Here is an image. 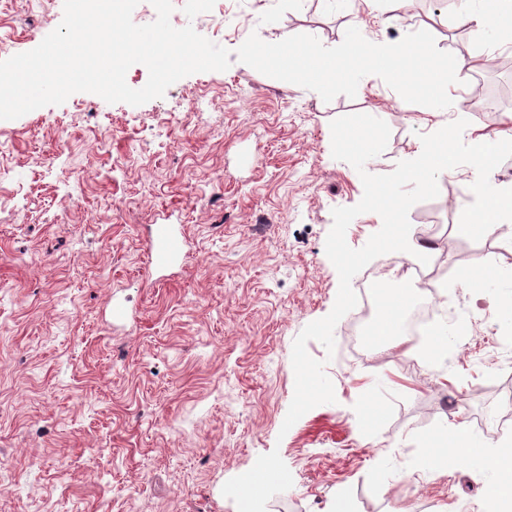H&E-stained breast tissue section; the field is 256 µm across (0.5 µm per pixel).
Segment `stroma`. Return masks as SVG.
<instances>
[{"mask_svg": "<svg viewBox=\"0 0 512 512\" xmlns=\"http://www.w3.org/2000/svg\"><path fill=\"white\" fill-rule=\"evenodd\" d=\"M170 20L236 50L250 34H309L339 45L348 27L374 43L430 32L459 62L464 99L477 83L512 90V71H471L484 44L439 23L431 0H173ZM63 17V0H0V60L30 51ZM208 103L205 121L194 115ZM363 113L390 127L366 169L391 173L420 137L453 122L379 76L355 97L315 91L232 61L186 76L139 106L79 92L0 120V512H237L222 493L278 451L293 485L266 512H485L490 463L421 470L429 439L467 420L477 446L512 436V223L473 241L453 230L473 177L461 165L438 197L409 211L419 230L448 229L435 306L467 311L470 339L447 325L448 357L375 346L360 358L334 329L317 341L336 400L281 426L292 401L295 338L332 310L326 255L332 211L363 196L331 153L332 120ZM178 224L184 266L151 269L149 228ZM496 265L498 279L457 272ZM130 319L112 324L108 299ZM369 404L374 425L357 424Z\"/></svg>", "mask_w": 512, "mask_h": 512, "instance_id": "obj_1", "label": "stroma"}]
</instances>
